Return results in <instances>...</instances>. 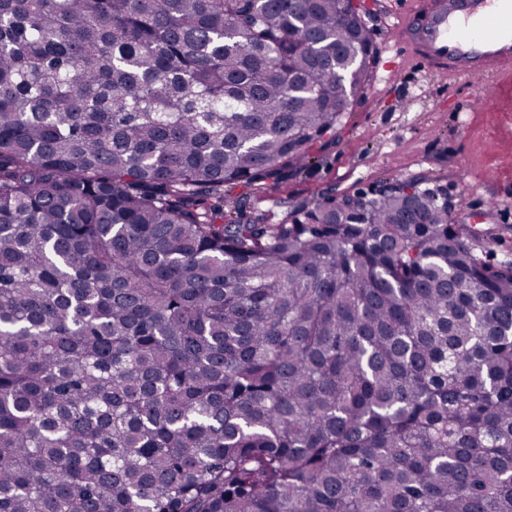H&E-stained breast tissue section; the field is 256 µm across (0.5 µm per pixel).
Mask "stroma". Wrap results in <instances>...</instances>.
<instances>
[{"label": "stroma", "instance_id": "35a3bbf8", "mask_svg": "<svg viewBox=\"0 0 512 512\" xmlns=\"http://www.w3.org/2000/svg\"><path fill=\"white\" fill-rule=\"evenodd\" d=\"M397 0H362L374 64L334 144L314 150L286 181L262 190L264 207L372 193L424 176L469 218L491 263L512 261V82H448L423 66L385 67Z\"/></svg>", "mask_w": 512, "mask_h": 512}]
</instances>
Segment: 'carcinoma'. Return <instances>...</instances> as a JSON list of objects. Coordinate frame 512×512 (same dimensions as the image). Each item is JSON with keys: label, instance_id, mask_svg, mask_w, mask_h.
<instances>
[{"label": "carcinoma", "instance_id": "obj_1", "mask_svg": "<svg viewBox=\"0 0 512 512\" xmlns=\"http://www.w3.org/2000/svg\"><path fill=\"white\" fill-rule=\"evenodd\" d=\"M372 56L343 0H0V512H512V261L427 178L224 193Z\"/></svg>", "mask_w": 512, "mask_h": 512}]
</instances>
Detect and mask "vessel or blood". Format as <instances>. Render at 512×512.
I'll return each mask as SVG.
<instances>
[{
    "mask_svg": "<svg viewBox=\"0 0 512 512\" xmlns=\"http://www.w3.org/2000/svg\"><path fill=\"white\" fill-rule=\"evenodd\" d=\"M393 46L402 64L451 80L512 79V0H406Z\"/></svg>",
    "mask_w": 512,
    "mask_h": 512,
    "instance_id": "obj_1",
    "label": "vessel or blood"
}]
</instances>
